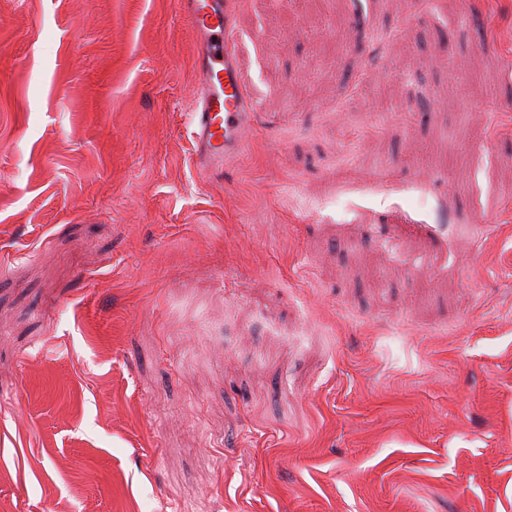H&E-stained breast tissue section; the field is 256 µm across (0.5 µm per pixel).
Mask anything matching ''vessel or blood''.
Masks as SVG:
<instances>
[{"label": "vessel or blood", "mask_w": 512, "mask_h": 512, "mask_svg": "<svg viewBox=\"0 0 512 512\" xmlns=\"http://www.w3.org/2000/svg\"><path fill=\"white\" fill-rule=\"evenodd\" d=\"M176 6L199 37L190 125L201 166L214 172L244 147L256 103L236 65L227 0H176Z\"/></svg>", "instance_id": "vessel-or-blood-1"}]
</instances>
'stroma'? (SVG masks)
Returning <instances> with one entry per match:
<instances>
[{
	"label": "stroma",
	"mask_w": 512,
	"mask_h": 512,
	"mask_svg": "<svg viewBox=\"0 0 512 512\" xmlns=\"http://www.w3.org/2000/svg\"><path fill=\"white\" fill-rule=\"evenodd\" d=\"M232 27L207 176L174 0H0V512H512V0Z\"/></svg>",
	"instance_id": "1"
}]
</instances>
